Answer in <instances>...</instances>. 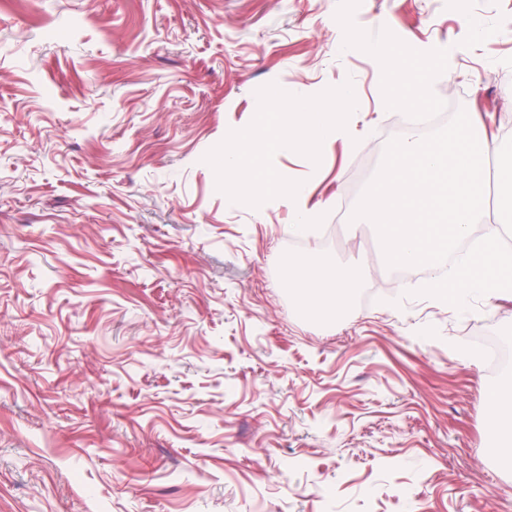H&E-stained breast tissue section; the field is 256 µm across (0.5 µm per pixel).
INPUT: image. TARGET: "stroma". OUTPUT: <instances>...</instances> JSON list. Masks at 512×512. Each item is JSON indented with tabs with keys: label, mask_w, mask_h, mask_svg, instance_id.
<instances>
[{
	"label": "stroma",
	"mask_w": 512,
	"mask_h": 512,
	"mask_svg": "<svg viewBox=\"0 0 512 512\" xmlns=\"http://www.w3.org/2000/svg\"><path fill=\"white\" fill-rule=\"evenodd\" d=\"M347 33L447 48L432 95L482 123L498 181L512 0L0 5V512H512L482 356L512 294L413 296L349 221L400 112ZM348 80L360 146L273 159L320 228L218 191L204 156L257 89ZM321 253L364 267L332 321L288 290Z\"/></svg>",
	"instance_id": "35a3bbf8"
}]
</instances>
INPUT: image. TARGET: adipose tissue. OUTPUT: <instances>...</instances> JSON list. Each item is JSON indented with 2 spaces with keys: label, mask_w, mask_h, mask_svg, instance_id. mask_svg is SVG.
<instances>
[{
  "label": "adipose tissue",
  "mask_w": 512,
  "mask_h": 512,
  "mask_svg": "<svg viewBox=\"0 0 512 512\" xmlns=\"http://www.w3.org/2000/svg\"><path fill=\"white\" fill-rule=\"evenodd\" d=\"M341 48L348 53H366L373 58L382 59L396 82L412 88L413 93L409 96L396 93L387 96V103L399 107L425 103L426 97L422 88L438 62L447 55L446 50L440 48L417 50L406 46L392 51L355 37L345 39ZM288 272V285L301 293L304 306H321L334 314L348 305L362 282L359 268L337 265L328 255L291 259Z\"/></svg>",
  "instance_id": "1"
}]
</instances>
